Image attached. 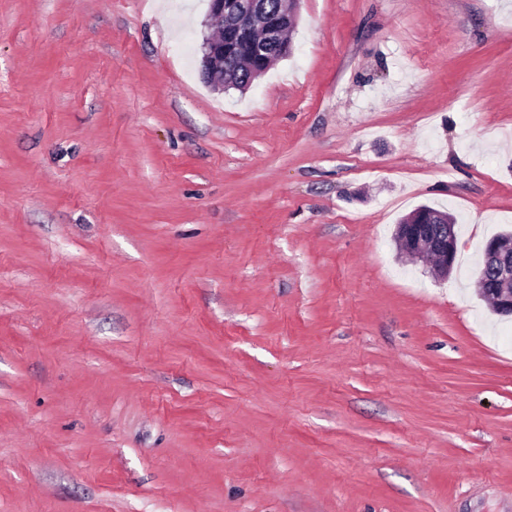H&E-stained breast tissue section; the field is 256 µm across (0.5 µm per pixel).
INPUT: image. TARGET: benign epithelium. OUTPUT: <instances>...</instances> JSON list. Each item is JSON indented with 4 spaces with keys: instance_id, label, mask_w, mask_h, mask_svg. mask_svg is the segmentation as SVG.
Instances as JSON below:
<instances>
[{
    "instance_id": "1",
    "label": "benign epithelium",
    "mask_w": 512,
    "mask_h": 512,
    "mask_svg": "<svg viewBox=\"0 0 512 512\" xmlns=\"http://www.w3.org/2000/svg\"><path fill=\"white\" fill-rule=\"evenodd\" d=\"M208 20L222 25L216 39L202 38L201 74L218 89L224 88V60L244 55L265 64L272 56L288 58L291 45L281 42L288 26V11L268 8L261 0H209ZM394 241L401 255L411 261L431 257L434 277L451 274L457 254L455 224L442 213L427 214L418 208L396 225ZM478 294L494 301V311L512 316V232L491 238L485 245L476 274Z\"/></svg>"
}]
</instances>
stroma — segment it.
<instances>
[{
  "instance_id": "35a3bbf8",
  "label": "stroma",
  "mask_w": 512,
  "mask_h": 512,
  "mask_svg": "<svg viewBox=\"0 0 512 512\" xmlns=\"http://www.w3.org/2000/svg\"><path fill=\"white\" fill-rule=\"evenodd\" d=\"M205 10L0 0V512H512V0H300L243 94ZM394 241L400 255L410 261L428 256L433 258L432 275L437 279H448L457 254L455 224L448 215L427 214L418 208L402 224L396 225ZM478 294L494 301V311L512 316V232L491 238L485 245L476 274Z\"/></svg>"
}]
</instances>
